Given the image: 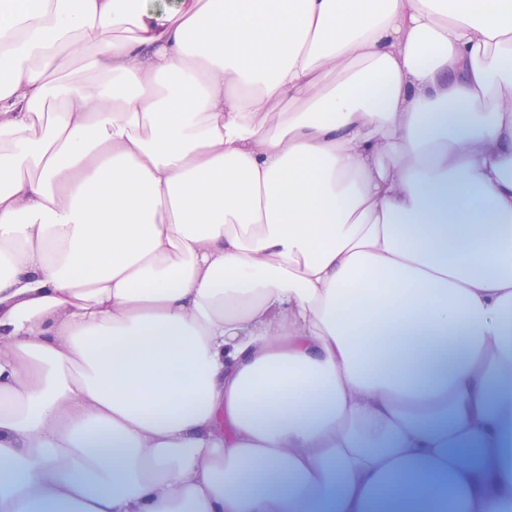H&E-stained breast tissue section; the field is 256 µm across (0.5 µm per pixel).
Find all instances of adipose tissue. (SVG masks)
Here are the masks:
<instances>
[{
  "label": "adipose tissue",
  "mask_w": 512,
  "mask_h": 512,
  "mask_svg": "<svg viewBox=\"0 0 512 512\" xmlns=\"http://www.w3.org/2000/svg\"><path fill=\"white\" fill-rule=\"evenodd\" d=\"M2 70L0 512L512 505V0H0Z\"/></svg>",
  "instance_id": "ef3b65f1"
}]
</instances>
